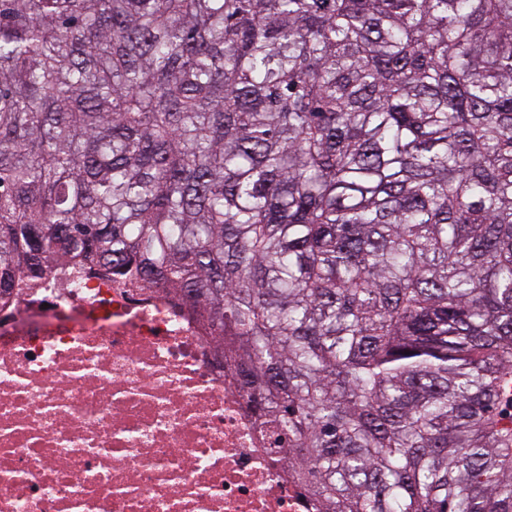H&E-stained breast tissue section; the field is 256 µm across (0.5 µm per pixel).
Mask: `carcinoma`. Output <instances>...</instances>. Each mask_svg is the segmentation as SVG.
<instances>
[{
	"label": "carcinoma",
	"instance_id": "obj_1",
	"mask_svg": "<svg viewBox=\"0 0 512 512\" xmlns=\"http://www.w3.org/2000/svg\"><path fill=\"white\" fill-rule=\"evenodd\" d=\"M179 294L318 512H512V0H0V288Z\"/></svg>",
	"mask_w": 512,
	"mask_h": 512
}]
</instances>
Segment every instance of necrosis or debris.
<instances>
[{
	"label": "necrosis or debris",
	"mask_w": 512,
	"mask_h": 512,
	"mask_svg": "<svg viewBox=\"0 0 512 512\" xmlns=\"http://www.w3.org/2000/svg\"><path fill=\"white\" fill-rule=\"evenodd\" d=\"M162 288L71 266L0 289V512H315Z\"/></svg>",
	"instance_id": "1"
}]
</instances>
